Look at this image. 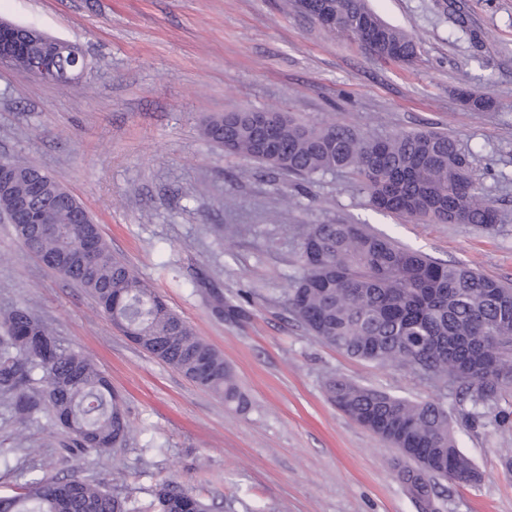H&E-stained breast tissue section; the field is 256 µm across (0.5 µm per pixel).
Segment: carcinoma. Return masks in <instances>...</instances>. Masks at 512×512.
<instances>
[{"label": "carcinoma", "mask_w": 512, "mask_h": 512, "mask_svg": "<svg viewBox=\"0 0 512 512\" xmlns=\"http://www.w3.org/2000/svg\"><path fill=\"white\" fill-rule=\"evenodd\" d=\"M309 15L352 34L375 55L410 64L416 45L384 23L366 0H310ZM474 110L489 102L468 89ZM204 136L224 151L301 179L352 172L377 209L423 223L485 228L501 221L470 174L469 155L444 133L404 131L370 137L331 123L310 127L286 112H227L204 120ZM17 181L0 194L4 215L25 249L87 291L112 322L148 353L210 391L236 411L248 407L224 355L197 336L123 260L112 254L99 225L60 224L35 238L17 223L14 196L30 192L36 167L8 160ZM45 195L67 211L76 199L60 179L45 176ZM95 234L91 260L80 254ZM301 274L288 293L296 318L322 343L356 359L397 362L460 389L477 407L499 398L500 364L512 367V288L466 266L400 247L358 224H305L299 231ZM331 403L399 450L397 477L423 510L433 508L441 481L480 475L458 447L440 401L409 400L343 377L326 383ZM0 405L21 424L46 419L64 431L65 447L100 455L127 444L129 427L107 378L82 351L65 346L27 308L0 315ZM0 512H211L210 504L173 482L151 490L144 506L117 489L73 477L33 479L0 496Z\"/></svg>", "instance_id": "cac0c4a2"}]
</instances>
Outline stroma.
Instances as JSON below:
<instances>
[{"label":"stroma","mask_w":512,"mask_h":512,"mask_svg":"<svg viewBox=\"0 0 512 512\" xmlns=\"http://www.w3.org/2000/svg\"><path fill=\"white\" fill-rule=\"evenodd\" d=\"M456 2L455 13L442 0H369L414 39L418 58L406 67L281 0H0V19L76 43L88 63L67 86L0 63V155L59 177L113 253L223 353L249 398L245 411L230 410L149 355L0 220V311L27 306L94 360L130 428L126 447L88 468L44 420L15 447L0 408L1 495L22 475L108 485L119 471L137 500L173 481L214 512H419L397 478V450L328 402L325 383L341 376L447 406L482 479L445 483L439 512H512V391L471 418L456 386L348 357L288 307L301 224H358L512 285V0ZM463 85L491 107L464 106ZM240 109L372 136L447 132L470 151L504 220L409 222L372 207L348 172L305 181L226 154L202 122ZM221 300L241 304L245 318L217 316Z\"/></svg>","instance_id":"1"}]
</instances>
